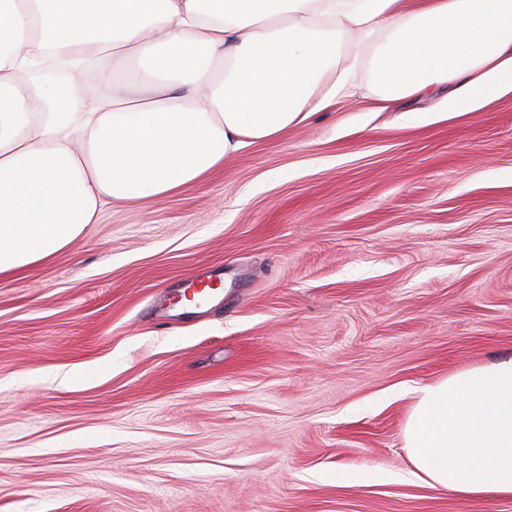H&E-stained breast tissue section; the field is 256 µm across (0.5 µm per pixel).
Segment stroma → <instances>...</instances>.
Masks as SVG:
<instances>
[{
  "label": "stroma",
  "instance_id": "35a3bbf8",
  "mask_svg": "<svg viewBox=\"0 0 512 512\" xmlns=\"http://www.w3.org/2000/svg\"><path fill=\"white\" fill-rule=\"evenodd\" d=\"M415 107L359 83L1 277L0 512H512L402 441L422 388L512 358V91ZM363 467L394 480H333Z\"/></svg>",
  "mask_w": 512,
  "mask_h": 512
}]
</instances>
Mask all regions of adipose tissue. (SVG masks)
<instances>
[{
    "label": "adipose tissue",
    "instance_id": "1",
    "mask_svg": "<svg viewBox=\"0 0 512 512\" xmlns=\"http://www.w3.org/2000/svg\"><path fill=\"white\" fill-rule=\"evenodd\" d=\"M396 3L0 0V276L65 249L107 203L202 182L359 78L447 112L512 91V0ZM106 54L137 61L135 92ZM403 443L430 487L512 496V358L422 389Z\"/></svg>",
    "mask_w": 512,
    "mask_h": 512
}]
</instances>
